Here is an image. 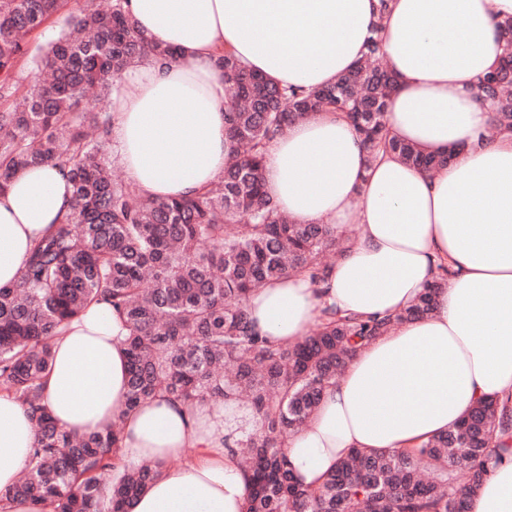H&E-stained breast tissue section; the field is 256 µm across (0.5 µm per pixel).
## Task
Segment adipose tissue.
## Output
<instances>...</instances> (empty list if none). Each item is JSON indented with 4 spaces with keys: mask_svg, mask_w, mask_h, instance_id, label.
<instances>
[{
    "mask_svg": "<svg viewBox=\"0 0 512 512\" xmlns=\"http://www.w3.org/2000/svg\"><path fill=\"white\" fill-rule=\"evenodd\" d=\"M126 0L149 40L175 55L126 70L112 93L110 139L128 177L147 195L187 197L217 181L228 145L224 76L229 49L281 86L312 90L352 69L370 38L397 81L386 122L423 151H453L431 173L396 156L368 160L353 126L319 112L266 147L264 179L298 224H354L359 234L324 284L291 275L249 300L256 330L295 342L319 310L364 318L407 309L433 280L452 274L429 317L403 322L357 351L306 426L289 437L300 482L319 487L352 451H409L453 428L481 401L512 397V132L492 131L477 87L495 67L496 24L512 0ZM65 170L30 167L0 194V285L19 279L31 242L69 211ZM127 330L106 304L90 305L53 342L45 403L80 433L120 421L129 465L178 460L133 512H245L247 475L235 451L256 430L244 405L189 408L166 397L125 409ZM36 438L16 399L0 394V490L10 488ZM469 512H512V429Z\"/></svg>",
    "mask_w": 512,
    "mask_h": 512,
    "instance_id": "obj_1",
    "label": "adipose tissue"
}]
</instances>
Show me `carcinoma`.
<instances>
[{
    "label": "carcinoma",
    "instance_id": "cac0c4a2",
    "mask_svg": "<svg viewBox=\"0 0 512 512\" xmlns=\"http://www.w3.org/2000/svg\"><path fill=\"white\" fill-rule=\"evenodd\" d=\"M67 0H0V194L30 166L67 170L70 212L33 241L16 284L0 286V393L29 411L36 439L23 473L0 493L31 500L47 512H132L137 497L166 464H120V421L94 433L59 427L43 404V380L58 330L93 302L125 323L129 359L126 409L165 395L195 407L246 399L256 433L241 443L249 476L246 512H467V495L488 470L497 433L512 425V403L476 405L454 429L405 454L354 451L321 486H304L286 443L318 407L358 349L394 326L434 310L448 264L395 317L364 319L331 306L311 333L293 343L258 334L249 316L252 293L289 274L325 281L351 239L328 224H297L265 189L268 142L292 123L334 112L362 138L367 156L381 153L433 172L453 153L422 154L386 124L394 79L382 66L381 40L361 62L318 90L282 87L244 67L229 50L215 66L224 75V173L183 199L135 193L112 177L106 157V112H81L89 91L112 94L124 70L173 52L146 41L124 0L89 5L67 30L31 56L28 44ZM499 64L478 97L493 113V131H512V19L498 24Z\"/></svg>",
    "mask_w": 512,
    "mask_h": 512
}]
</instances>
